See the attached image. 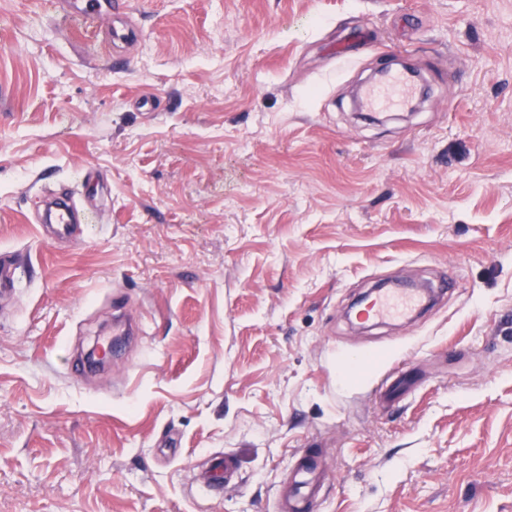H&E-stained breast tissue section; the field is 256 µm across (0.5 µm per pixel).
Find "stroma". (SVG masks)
Instances as JSON below:
<instances>
[{"instance_id":"obj_1","label":"stroma","mask_w":512,"mask_h":512,"mask_svg":"<svg viewBox=\"0 0 512 512\" xmlns=\"http://www.w3.org/2000/svg\"><path fill=\"white\" fill-rule=\"evenodd\" d=\"M83 2L0 0V512H280L304 452L306 512H512V0H121L119 50ZM401 60L429 99L359 118ZM439 273L415 320L348 314ZM48 205L54 210L53 224H46L54 230L56 236L63 237L70 235L73 231L74 223L76 222V212L74 207L70 204L69 198H57L48 202Z\"/></svg>"}]
</instances>
